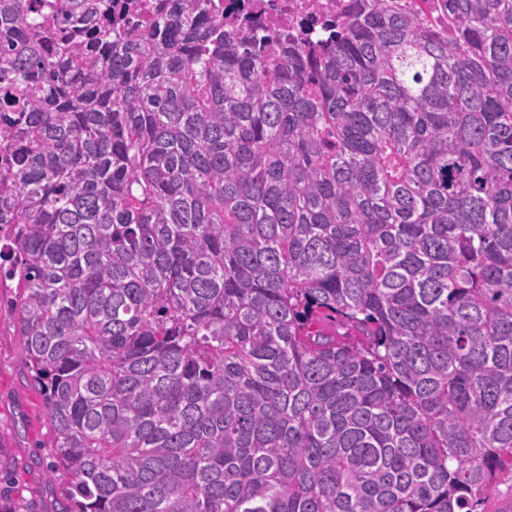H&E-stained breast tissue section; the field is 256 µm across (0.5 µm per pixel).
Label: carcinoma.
I'll return each instance as SVG.
<instances>
[{
    "label": "carcinoma",
    "instance_id": "1",
    "mask_svg": "<svg viewBox=\"0 0 512 512\" xmlns=\"http://www.w3.org/2000/svg\"><path fill=\"white\" fill-rule=\"evenodd\" d=\"M164 2L0 0V280L73 512H477L512 0H355L316 46Z\"/></svg>",
    "mask_w": 512,
    "mask_h": 512
}]
</instances>
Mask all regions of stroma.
<instances>
[{"instance_id":"obj_1","label":"stroma","mask_w":512,"mask_h":512,"mask_svg":"<svg viewBox=\"0 0 512 512\" xmlns=\"http://www.w3.org/2000/svg\"><path fill=\"white\" fill-rule=\"evenodd\" d=\"M12 295V289L0 288V460L12 466L4 475L10 491L0 507L16 512L24 503L34 512H67L68 481L48 474L50 424L43 396L19 354Z\"/></svg>"}]
</instances>
